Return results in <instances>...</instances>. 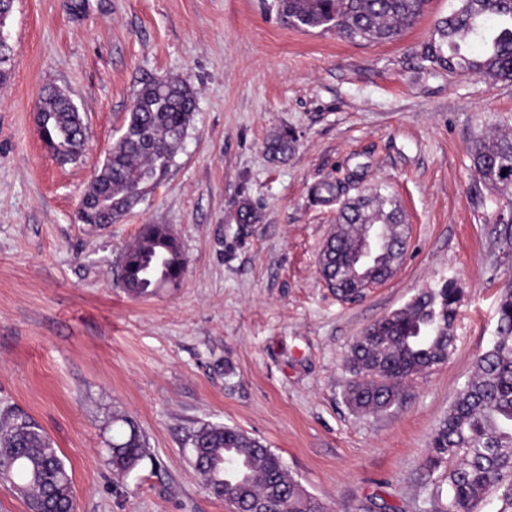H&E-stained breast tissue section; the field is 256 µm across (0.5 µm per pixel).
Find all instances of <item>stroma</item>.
I'll return each mask as SVG.
<instances>
[{
	"mask_svg": "<svg viewBox=\"0 0 512 512\" xmlns=\"http://www.w3.org/2000/svg\"><path fill=\"white\" fill-rule=\"evenodd\" d=\"M14 0L0 83V417L22 411L73 472L78 512H232L202 485L186 440L238 427L279 454L329 512H430L444 471L432 435L496 331L508 275L488 236L512 185L479 183L480 129L512 134V82L420 68L417 52L457 0H427L394 40L349 42L287 27L274 0ZM196 93L167 174L119 222L81 223L79 202L144 79ZM50 86L89 128L56 162L36 125ZM291 130L295 149L268 150ZM356 178L330 200L315 187ZM381 192L409 226L397 272L355 302L318 273L344 201ZM255 219L246 220L243 204ZM166 224L187 261L179 287H119L124 247ZM461 288L448 361L373 414L343 398L357 336L422 289ZM132 417L148 455L117 476L112 418Z\"/></svg>",
	"mask_w": 512,
	"mask_h": 512,
	"instance_id": "1",
	"label": "stroma"
}]
</instances>
